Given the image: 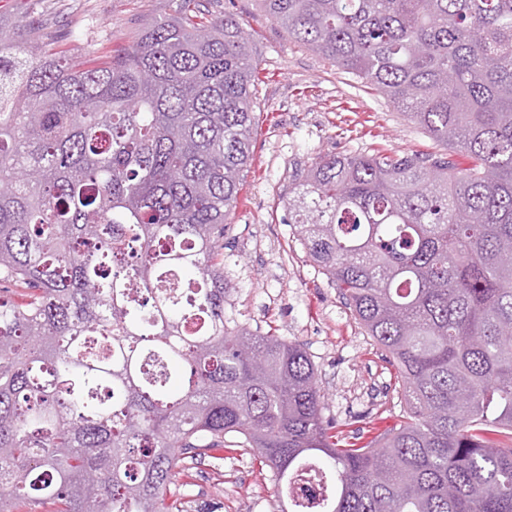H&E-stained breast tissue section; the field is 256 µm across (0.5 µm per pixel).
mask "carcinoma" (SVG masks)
Wrapping results in <instances>:
<instances>
[{"label":"carcinoma","mask_w":512,"mask_h":512,"mask_svg":"<svg viewBox=\"0 0 512 512\" xmlns=\"http://www.w3.org/2000/svg\"><path fill=\"white\" fill-rule=\"evenodd\" d=\"M259 2L451 149L327 155L288 195L401 420L345 433L302 344L224 314L256 121L240 21L180 0L86 66L30 54L32 13L0 25V293L25 289L0 296V512H185L187 455L228 447L278 512H512V0Z\"/></svg>","instance_id":"obj_1"}]
</instances>
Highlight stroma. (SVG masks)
Wrapping results in <instances>:
<instances>
[{
  "mask_svg": "<svg viewBox=\"0 0 512 512\" xmlns=\"http://www.w3.org/2000/svg\"><path fill=\"white\" fill-rule=\"evenodd\" d=\"M207 18L232 13L251 34L262 82L249 167L224 234L232 284L225 315L303 344L314 361L328 418L358 428L399 400L392 369L357 324L339 290L314 265L288 222V194L319 157L383 152L427 157L443 152L405 113L369 84L292 41L258 0H201ZM39 12L50 48L97 63L123 52L157 22L177 16L178 0H0V21ZM223 461L190 463L180 476L187 512H276L273 475L247 450Z\"/></svg>",
  "mask_w": 512,
  "mask_h": 512,
  "instance_id": "1",
  "label": "stroma"
}]
</instances>
